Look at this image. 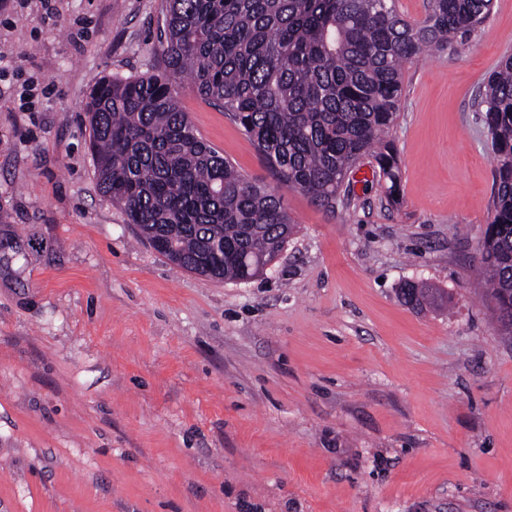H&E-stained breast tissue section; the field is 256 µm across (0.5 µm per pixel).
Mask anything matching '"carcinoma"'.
Masks as SVG:
<instances>
[{
	"label": "carcinoma",
	"mask_w": 512,
	"mask_h": 512,
	"mask_svg": "<svg viewBox=\"0 0 512 512\" xmlns=\"http://www.w3.org/2000/svg\"><path fill=\"white\" fill-rule=\"evenodd\" d=\"M493 0H429L410 22L394 0H165L161 59L151 72L102 78L90 93L97 185L140 236L166 241L175 266L217 281L263 275L294 232L276 189L247 180L199 137L179 105L191 90L226 113L277 180L332 208L347 173L372 156L397 202L390 139L405 67L465 40ZM479 105L495 165L493 219L480 267L512 335V55ZM407 303L440 299L409 282Z\"/></svg>",
	"instance_id": "cac0c4a2"
}]
</instances>
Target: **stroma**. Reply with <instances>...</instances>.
Wrapping results in <instances>:
<instances>
[{
  "label": "stroma",
  "instance_id": "obj_1",
  "mask_svg": "<svg viewBox=\"0 0 512 512\" xmlns=\"http://www.w3.org/2000/svg\"><path fill=\"white\" fill-rule=\"evenodd\" d=\"M162 0L0 11V512H512V336L478 273L493 152L474 99L512 0L403 73L398 203L372 157L325 209L190 89L198 134L277 185L266 272L170 264L97 186L95 80L146 73ZM414 281L442 301L421 309ZM403 295L407 303L420 306L427 302H435L440 299L436 289L425 288L424 286L409 282L403 288Z\"/></svg>",
  "mask_w": 512,
  "mask_h": 512
}]
</instances>
